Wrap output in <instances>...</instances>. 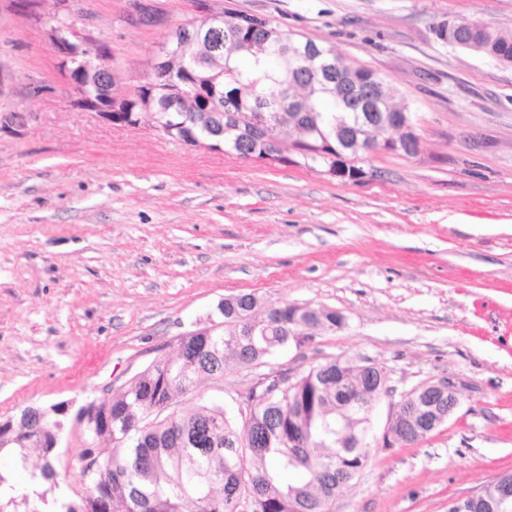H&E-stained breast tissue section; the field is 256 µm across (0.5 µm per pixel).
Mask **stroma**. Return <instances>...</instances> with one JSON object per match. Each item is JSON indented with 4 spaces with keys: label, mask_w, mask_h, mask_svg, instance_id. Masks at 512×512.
Masks as SVG:
<instances>
[{
    "label": "stroma",
    "mask_w": 512,
    "mask_h": 512,
    "mask_svg": "<svg viewBox=\"0 0 512 512\" xmlns=\"http://www.w3.org/2000/svg\"><path fill=\"white\" fill-rule=\"evenodd\" d=\"M210 3L377 73L408 98L417 153L368 154L350 180L112 124L77 106L52 30L107 44L130 93L169 30L204 19L198 0H0V421L108 399L225 297L326 307L344 326L270 369L368 359L395 390L330 512H448L512 471V65L439 29L466 18L512 33V0ZM258 378L227 368L175 408L234 406ZM444 381L455 412L384 447L397 396ZM82 445L68 422L56 471L75 500Z\"/></svg>",
    "instance_id": "1"
}]
</instances>
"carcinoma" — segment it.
Returning <instances> with one entry per match:
<instances>
[{
	"instance_id": "carcinoma-1",
	"label": "carcinoma",
	"mask_w": 512,
	"mask_h": 512,
	"mask_svg": "<svg viewBox=\"0 0 512 512\" xmlns=\"http://www.w3.org/2000/svg\"><path fill=\"white\" fill-rule=\"evenodd\" d=\"M224 43L205 65L191 67L186 79H199L196 102H208L232 94L237 111L247 116L260 113L261 126L247 136L245 147L258 154L296 138L297 132L277 121L275 102L291 96L304 103L315 125L304 141L284 150L283 163L323 166L312 145L327 136L341 151L338 162L349 179L362 175L354 165L359 157L349 144L336 137L359 127L363 113L351 112L335 98L314 93L297 79L293 52L308 45L322 52L334 50L311 39L286 35L272 22L233 9L223 10ZM493 27L472 31L460 28L461 41L492 38ZM243 42H257L261 49L243 51ZM201 52L194 32L181 34L172 53L181 64ZM260 297L241 293L218 305L222 320L184 336L177 349L153 360L106 404L112 414V436L96 439L84 425V447L79 454L85 484L80 502L55 494L58 449L52 443L60 430L57 420L44 419L39 429L23 427L10 447L16 463L26 465V450L39 451L42 464L30 471L28 484L19 487L0 474V512H329L337 489L350 483L367 465L361 448L339 441L342 423L338 407L342 391L360 385L365 373L355 362L331 359L292 379L283 372L261 375L243 396V406L230 414L224 402H205L186 412L162 419V401H176L196 391L197 385L228 364L257 367L268 364L282 349L300 348L314 336H289L288 319L293 309L278 302V316L265 336H245L239 320L252 314L265 318ZM136 416L137 427L126 431L125 421ZM308 432V444L294 448L292 432Z\"/></svg>"
}]
</instances>
